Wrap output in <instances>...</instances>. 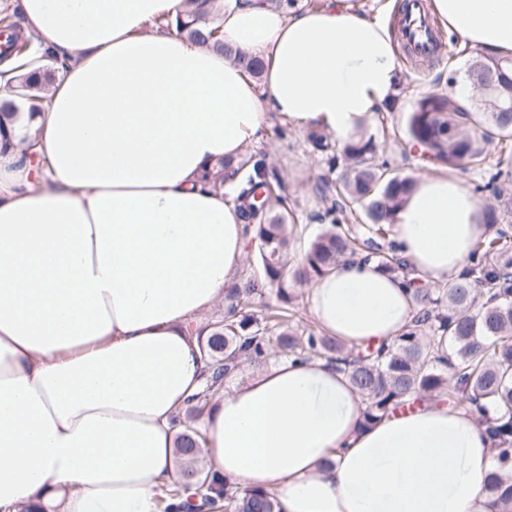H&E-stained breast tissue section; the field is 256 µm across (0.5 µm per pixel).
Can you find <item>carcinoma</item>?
<instances>
[{
  "instance_id": "carcinoma-1",
  "label": "carcinoma",
  "mask_w": 512,
  "mask_h": 512,
  "mask_svg": "<svg viewBox=\"0 0 512 512\" xmlns=\"http://www.w3.org/2000/svg\"><path fill=\"white\" fill-rule=\"evenodd\" d=\"M210 10H195L175 22L179 34L199 44L224 49L252 73L261 63L250 55L224 46L214 38L212 17L220 0H209ZM0 29L12 32L0 62L16 57L27 62L36 56L12 16H0ZM503 58L478 54L468 68L476 87L495 81L485 94L484 108L476 112L456 100L424 94L407 121L408 142L430 160L450 170L481 167L488 146L496 144L499 160L483 168L476 190L487 192L492 203L485 209L486 234L475 244L464 270L446 288H433L413 276V268L388 240L397 212L404 206L415 179L376 161L373 136L360 133L345 144L314 129L308 140L327 156L334 185L324 184L321 196L328 203L323 220L329 228L309 240L300 261L305 229L288 219L284 185L253 155L243 154L236 164L222 161L211 174L220 190L246 168H251L242 189L246 233L254 267L224 291V318L201 340V352L212 370L193 396L194 404L177 416L181 427L176 456L180 479L159 499L160 512H182L179 500L194 490L195 507L215 512H276L268 492H240L230 482L198 466L195 453L203 434L195 420L204 412L214 388L241 371L276 354L295 362L323 359L346 372L363 397L361 425L369 426L410 402L437 400L473 413L496 450V469L486 491L499 512H512V225L502 223L512 214V70L498 73ZM39 83L29 74L15 85L16 96L36 100ZM360 210L364 221L357 229L346 225V213ZM365 256L384 272L401 275L411 287L415 314L409 328L389 344L348 348L339 340L295 321V288L313 282L337 264ZM273 296L277 304L261 316L249 313L252 301Z\"/></svg>"
}]
</instances>
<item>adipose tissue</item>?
I'll return each mask as SVG.
<instances>
[{"label":"adipose tissue","mask_w":512,"mask_h":512,"mask_svg":"<svg viewBox=\"0 0 512 512\" xmlns=\"http://www.w3.org/2000/svg\"><path fill=\"white\" fill-rule=\"evenodd\" d=\"M60 70L38 112L0 132V512H158L178 480L174 416L204 370L197 318L224 300L248 240L206 172L273 118L344 142L386 111L395 34L351 0L292 14L224 0L219 36L262 63L157 22L187 0H16ZM448 33L512 55V0H432ZM36 139L35 157L23 149ZM484 232L482 203L419 176L394 222L425 282L453 281ZM318 330L389 342L415 313L403 278L349 260L309 286ZM363 404L322 360L279 359L224 386L200 459L277 512H497L495 451L473 414L426 404L359 425Z\"/></svg>","instance_id":"1"}]
</instances>
